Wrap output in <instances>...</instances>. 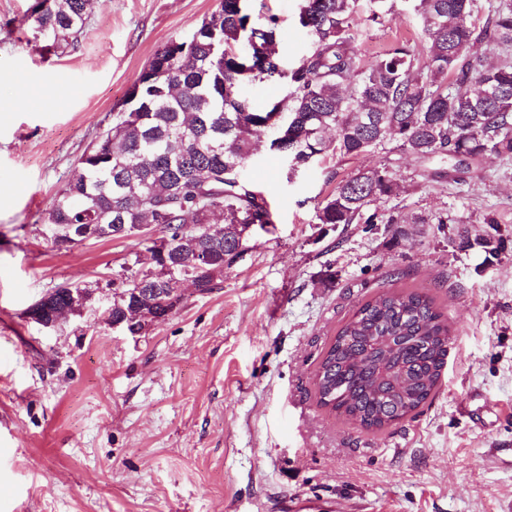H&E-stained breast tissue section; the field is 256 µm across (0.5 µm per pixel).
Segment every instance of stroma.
<instances>
[{
	"instance_id": "35a3bbf8",
	"label": "stroma",
	"mask_w": 512,
	"mask_h": 512,
	"mask_svg": "<svg viewBox=\"0 0 512 512\" xmlns=\"http://www.w3.org/2000/svg\"><path fill=\"white\" fill-rule=\"evenodd\" d=\"M36 0H0V512H512V160L486 156L458 184L398 149L328 155L293 168L260 136L243 174L274 222L212 293L142 336L94 311L49 330L27 309L65 282L104 283L136 239L58 249L46 218L87 146L155 51L189 38L218 0H92L74 50L44 49L23 25ZM301 0H250L279 18L294 66L312 48ZM425 50L412 0L384 24L360 14L362 61L394 42ZM386 166L399 227L316 220L342 179ZM452 215L454 223L438 218ZM494 220L505 248L460 250ZM335 273L332 285L324 271ZM425 288L453 335L435 396L380 433L329 415L316 358L353 308L380 290Z\"/></svg>"
}]
</instances>
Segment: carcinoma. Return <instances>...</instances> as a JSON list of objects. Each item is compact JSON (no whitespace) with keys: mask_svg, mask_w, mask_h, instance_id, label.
I'll return each mask as SVG.
<instances>
[{"mask_svg":"<svg viewBox=\"0 0 512 512\" xmlns=\"http://www.w3.org/2000/svg\"><path fill=\"white\" fill-rule=\"evenodd\" d=\"M90 0H40L24 17L34 40L56 53L75 45ZM381 23L390 0H367ZM361 0H302L299 24L313 50L286 70L278 20L256 26L246 0H220L196 38L158 49L132 85L137 99L116 112L94 157L79 158L48 213L52 235L64 224H145L148 250L169 240L175 258L209 256L199 294L219 287L252 224L273 223L265 196L242 174L252 138L275 112L288 114L273 141L296 164L329 153L358 156L390 143L417 159H448L453 170L479 169L489 154L512 158V58L480 63L469 54L484 42L512 50V0H415L429 40L426 55L396 43L370 63L355 47ZM290 85L267 108L244 95L253 82ZM396 183L385 166L351 176L317 207L320 224H396L385 209ZM172 276L162 263L152 276L139 260L106 282L112 317L139 324L166 320L174 307L154 294ZM85 285L55 288L41 318L70 306ZM452 341L448 319L424 288L383 290L365 300L324 348L313 372L317 405L371 432L417 414L434 393Z\"/></svg>","mask_w":512,"mask_h":512,"instance_id":"cac0c4a2","label":"carcinoma"}]
</instances>
